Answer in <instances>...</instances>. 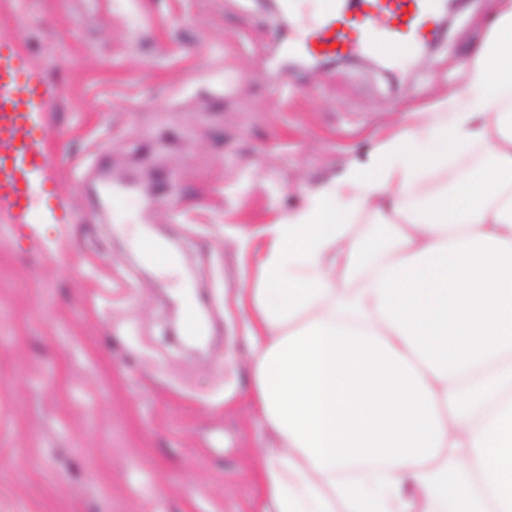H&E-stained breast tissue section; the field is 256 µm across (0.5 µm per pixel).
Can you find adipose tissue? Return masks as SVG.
<instances>
[{
	"label": "adipose tissue",
	"instance_id": "adipose-tissue-1",
	"mask_svg": "<svg viewBox=\"0 0 512 512\" xmlns=\"http://www.w3.org/2000/svg\"><path fill=\"white\" fill-rule=\"evenodd\" d=\"M512 0L464 87L263 233L244 317L259 512H512ZM434 144L418 155L419 138ZM478 144L425 209V175ZM368 211L379 236L353 235Z\"/></svg>",
	"mask_w": 512,
	"mask_h": 512
}]
</instances>
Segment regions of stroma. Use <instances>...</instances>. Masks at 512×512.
<instances>
[{"mask_svg":"<svg viewBox=\"0 0 512 512\" xmlns=\"http://www.w3.org/2000/svg\"><path fill=\"white\" fill-rule=\"evenodd\" d=\"M498 8L459 0L415 58L316 70L284 65L263 0H0V37L65 89L48 121L79 217L34 242L0 216V512H257L237 307L257 230L460 90ZM185 287L211 300L199 351L179 334Z\"/></svg>","mask_w":512,"mask_h":512,"instance_id":"stroma-1","label":"stroma"}]
</instances>
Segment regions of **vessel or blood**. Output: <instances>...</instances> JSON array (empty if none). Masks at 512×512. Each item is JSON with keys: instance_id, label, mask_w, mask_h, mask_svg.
<instances>
[{"instance_id": "b4317fda", "label": "vessel or blood", "mask_w": 512, "mask_h": 512, "mask_svg": "<svg viewBox=\"0 0 512 512\" xmlns=\"http://www.w3.org/2000/svg\"><path fill=\"white\" fill-rule=\"evenodd\" d=\"M440 17L434 0H319L316 12L302 15L286 51L313 60L373 56L392 60L416 54L435 35ZM62 88H51L34 71L13 39L0 38V210L9 223L36 235L42 224H74L55 175L47 114ZM208 304L188 292L184 330L205 336L201 312Z\"/></svg>"}]
</instances>
